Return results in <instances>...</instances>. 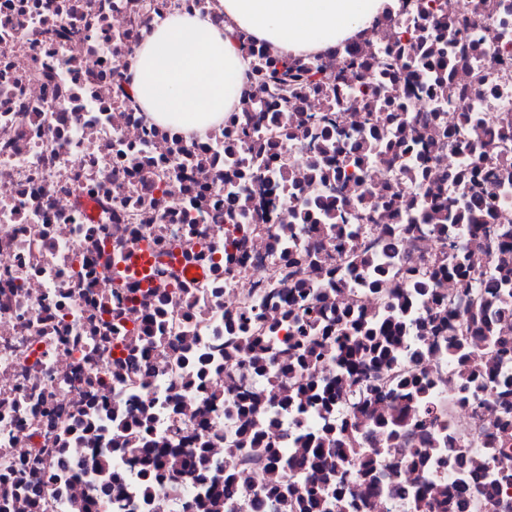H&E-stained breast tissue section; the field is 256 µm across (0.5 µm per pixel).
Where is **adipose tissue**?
Instances as JSON below:
<instances>
[{
	"label": "adipose tissue",
	"instance_id": "ef3b65f1",
	"mask_svg": "<svg viewBox=\"0 0 512 512\" xmlns=\"http://www.w3.org/2000/svg\"><path fill=\"white\" fill-rule=\"evenodd\" d=\"M397 0H218L223 26L176 13L135 49L127 75L138 105L156 123L205 133L223 123L248 79L236 39L243 31L283 56L320 53L362 39Z\"/></svg>",
	"mask_w": 512,
	"mask_h": 512
}]
</instances>
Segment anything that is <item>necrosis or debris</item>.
<instances>
[{"label": "necrosis or debris", "instance_id": "1", "mask_svg": "<svg viewBox=\"0 0 512 512\" xmlns=\"http://www.w3.org/2000/svg\"><path fill=\"white\" fill-rule=\"evenodd\" d=\"M215 2L0 0V512H78L90 501L93 512H122L128 501L132 512H197L205 487L189 470L165 468L144 488L121 424L145 410L155 447L185 455L207 444L218 480L246 392L260 402L264 445L292 455H305V433L351 426L342 457L324 469L346 484L326 512H413L414 492L441 501L461 477L469 512H512V483L483 494L497 468H512V419L495 388L512 378V356L494 358L477 331L490 318L494 335L512 336V319L470 308L465 295L479 277L512 283V258L429 216L434 193L459 210L463 178L492 166L501 184L480 220L512 237V0H438L435 23L381 21L362 41L310 58L327 75L347 55L363 60L375 87L367 111L351 103V88L327 85L287 114L255 79L222 125L189 137L118 101L115 83L154 26L196 11L223 23ZM48 25L81 38H49ZM387 52L402 66L391 76L375 70ZM330 107L337 150L324 156L303 115ZM257 109L263 122L239 138ZM398 130L396 151L388 143ZM334 202L350 220H323ZM230 206L234 224L224 221ZM360 243L386 267L382 294L349 255ZM458 263L462 272L445 274ZM419 278L428 295L413 294ZM401 301L410 320L398 367L426 384L442 426L426 425L413 400L408 429L389 436L378 421L393 396L346 399L326 416L311 406L277 412L300 377L349 381L327 355L303 374L281 372L278 352L295 345L305 304L381 324ZM249 311L268 337L262 374L238 332ZM462 328L460 366L448 337ZM95 458L121 477L111 498L97 496ZM368 467L382 491L369 492ZM270 469L262 454L238 451L241 512H254Z\"/></svg>", "mask_w": 512, "mask_h": 512}]
</instances>
